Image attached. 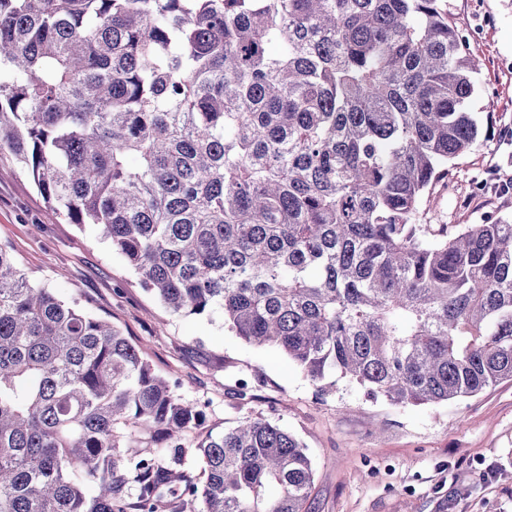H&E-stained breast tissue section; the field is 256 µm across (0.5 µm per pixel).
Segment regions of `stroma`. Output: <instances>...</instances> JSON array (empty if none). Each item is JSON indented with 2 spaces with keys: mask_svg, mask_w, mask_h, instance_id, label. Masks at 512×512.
<instances>
[{
  "mask_svg": "<svg viewBox=\"0 0 512 512\" xmlns=\"http://www.w3.org/2000/svg\"><path fill=\"white\" fill-rule=\"evenodd\" d=\"M457 22L478 26L481 61L471 101L487 139L454 160L421 211L430 224L512 214V0H449ZM487 181L476 195L472 184ZM30 177L0 156V244L34 285L79 301L140 349L178 394L206 406L200 434L259 414L296 435L314 469L308 512H512V380L459 401L397 406L345 379L324 389L271 346L225 329L221 315H174L145 291L94 226L49 218ZM252 381L250 399L237 380Z\"/></svg>",
  "mask_w": 512,
  "mask_h": 512,
  "instance_id": "35a3bbf8",
  "label": "stroma"
}]
</instances>
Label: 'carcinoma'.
<instances>
[{
	"instance_id": "carcinoma-1",
	"label": "carcinoma",
	"mask_w": 512,
	"mask_h": 512,
	"mask_svg": "<svg viewBox=\"0 0 512 512\" xmlns=\"http://www.w3.org/2000/svg\"><path fill=\"white\" fill-rule=\"evenodd\" d=\"M479 67L447 0H0V154L169 311L314 383L459 400L512 379V216L419 223L482 141ZM203 420L0 245V512H304L295 436L193 446Z\"/></svg>"
}]
</instances>
